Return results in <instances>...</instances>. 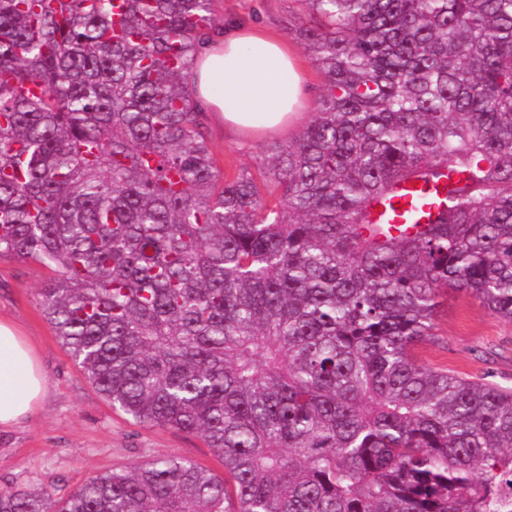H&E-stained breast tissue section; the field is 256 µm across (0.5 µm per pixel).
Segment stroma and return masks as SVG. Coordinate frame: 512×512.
Returning <instances> with one entry per match:
<instances>
[{
  "label": "stroma",
  "instance_id": "35a3bbf8",
  "mask_svg": "<svg viewBox=\"0 0 512 512\" xmlns=\"http://www.w3.org/2000/svg\"><path fill=\"white\" fill-rule=\"evenodd\" d=\"M222 23H242L289 38L297 0H218ZM207 137L224 173L256 170L264 139L243 140L207 119ZM50 272L40 263L0 259V318L35 346L48 385L31 421L0 434V486L39 484L68 496L88 479L169 455L190 458L223 475L224 466L197 434L142 425L116 412L62 346L38 306ZM418 356L429 368L512 388V321L487 312L465 293L449 292L433 336Z\"/></svg>",
  "mask_w": 512,
  "mask_h": 512
}]
</instances>
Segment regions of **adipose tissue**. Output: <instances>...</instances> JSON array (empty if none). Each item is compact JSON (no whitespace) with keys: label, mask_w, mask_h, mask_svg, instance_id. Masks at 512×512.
Masks as SVG:
<instances>
[{"label":"adipose tissue","mask_w":512,"mask_h":512,"mask_svg":"<svg viewBox=\"0 0 512 512\" xmlns=\"http://www.w3.org/2000/svg\"><path fill=\"white\" fill-rule=\"evenodd\" d=\"M200 101L234 134L285 133L305 109L303 71L286 40L249 25L227 27L200 54ZM47 387L33 346L0 320V432L29 421Z\"/></svg>","instance_id":"1"}]
</instances>
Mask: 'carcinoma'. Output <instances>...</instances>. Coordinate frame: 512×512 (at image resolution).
Returning a JSON list of instances; mask_svg holds the SVG:
<instances>
[{
	"label": "carcinoma",
	"instance_id": "cac0c4a2",
	"mask_svg": "<svg viewBox=\"0 0 512 512\" xmlns=\"http://www.w3.org/2000/svg\"><path fill=\"white\" fill-rule=\"evenodd\" d=\"M298 2L318 99L226 177L215 0H0V257L52 270L39 306L112 408L224 463L0 512H512V391L416 357L450 290L512 320V0ZM406 185L415 231L371 223Z\"/></svg>",
	"mask_w": 512,
	"mask_h": 512
}]
</instances>
